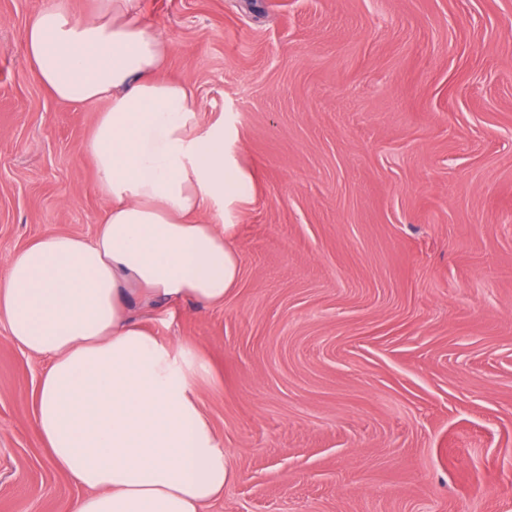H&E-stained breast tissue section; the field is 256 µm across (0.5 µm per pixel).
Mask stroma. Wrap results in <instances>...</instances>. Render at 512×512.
Returning a JSON list of instances; mask_svg holds the SVG:
<instances>
[{
    "label": "stroma",
    "instance_id": "obj_1",
    "mask_svg": "<svg viewBox=\"0 0 512 512\" xmlns=\"http://www.w3.org/2000/svg\"><path fill=\"white\" fill-rule=\"evenodd\" d=\"M0 0V273L109 202ZM250 196L223 306L135 305L195 342L227 452L206 512H512V0H141ZM44 360L0 320V512L83 495L36 432Z\"/></svg>",
    "mask_w": 512,
    "mask_h": 512
}]
</instances>
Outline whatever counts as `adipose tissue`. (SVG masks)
I'll return each mask as SVG.
<instances>
[{
  "label": "adipose tissue",
  "mask_w": 512,
  "mask_h": 512,
  "mask_svg": "<svg viewBox=\"0 0 512 512\" xmlns=\"http://www.w3.org/2000/svg\"><path fill=\"white\" fill-rule=\"evenodd\" d=\"M35 79L58 100H103L84 150L111 199L92 238L51 234L16 251L0 275L10 339L47 358L35 410L51 464L87 495L72 512H204L224 493V446L205 417L197 348L154 336L133 300L223 305L240 282L233 225L206 224L246 196L224 131L165 79L169 46L139 0H99L75 18L51 0L25 30Z\"/></svg>",
  "instance_id": "obj_1"
}]
</instances>
